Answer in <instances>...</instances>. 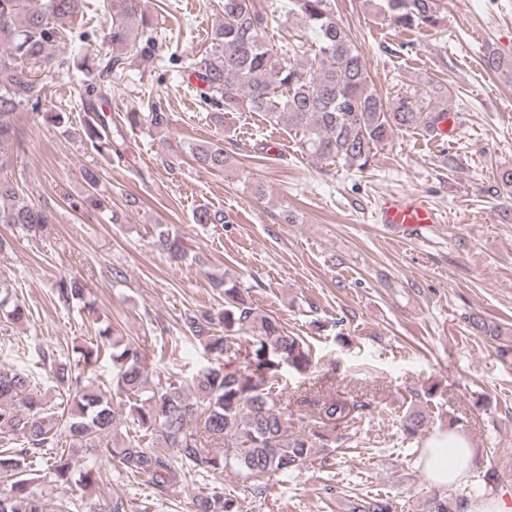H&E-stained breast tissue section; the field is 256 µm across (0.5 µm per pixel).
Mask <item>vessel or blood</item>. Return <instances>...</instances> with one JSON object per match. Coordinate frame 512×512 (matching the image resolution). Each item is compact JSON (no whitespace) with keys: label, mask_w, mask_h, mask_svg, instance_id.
<instances>
[{"label":"vessel or blood","mask_w":512,"mask_h":512,"mask_svg":"<svg viewBox=\"0 0 512 512\" xmlns=\"http://www.w3.org/2000/svg\"><path fill=\"white\" fill-rule=\"evenodd\" d=\"M378 221L403 239L424 238L440 217L427 199L414 194L388 195L381 199Z\"/></svg>","instance_id":"obj_1"}]
</instances>
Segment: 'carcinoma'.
<instances>
[{
    "label": "carcinoma",
    "instance_id": "carcinoma-1",
    "mask_svg": "<svg viewBox=\"0 0 512 512\" xmlns=\"http://www.w3.org/2000/svg\"><path fill=\"white\" fill-rule=\"evenodd\" d=\"M373 2L397 28H433L440 22L441 0ZM217 5L222 20L211 33V54L196 76L218 124L226 112H262L273 123L285 119L299 136L302 152L364 170L374 150L396 131L421 126L433 132L447 115L420 107L414 94L383 99L364 55L336 15L335 0H288V13L299 16L310 34L303 42L286 41L277 48L268 40L265 0H217ZM106 6L112 25L103 42L112 47V56L97 60V76L83 86L85 120L79 135L93 150L121 161L128 149L124 128L163 131L171 116L160 100L145 112L125 113L121 124L104 111L112 97L108 77L125 55L149 60L159 49L140 0H106ZM82 9L83 0H0V224L19 225L34 237L45 234L49 212L28 204L2 175L23 149L13 115L23 106L39 108L42 87L36 72L49 76L70 68V59L53 56L49 47L73 31L71 23ZM300 54L308 56L307 64L297 61ZM191 154L200 167L212 170L224 169L229 158L222 138L194 146ZM83 179L90 192L87 204L106 209L98 174L86 169ZM193 221L222 224L224 214L200 207ZM156 246L172 263L187 258L182 240L167 230L159 231ZM210 283L224 295V307L187 313L182 323L215 362L189 380L152 378L140 347L115 339L107 328L78 351L75 363L49 361L41 353L42 362H51L45 375L33 367L0 364V482L10 483L9 490L0 492V512H46L29 490L38 464L46 465L65 490L76 474L86 487L98 483L94 465L59 449L64 437L70 447L112 461L126 475L146 478L156 492L188 474L204 480L226 469L247 480L288 477L317 461L326 463L343 446L349 436L336 429L363 418L371 403L336 393L312 399L313 426L288 433V404L276 389V373L285 363L299 372L309 369L310 345L274 317L246 305L228 274L213 275ZM55 292L65 303L85 297L84 285L74 278L57 281ZM25 316V305L0 278V332ZM243 337L249 341L247 361L231 369L227 361L239 354ZM105 352L112 359V387L103 390L79 365ZM426 426L419 410L402 420L410 437ZM213 444L224 448L216 452ZM90 512H129V503L115 492L98 498ZM192 512H240V506L236 497L214 490L197 494ZM348 512H394V504L376 494L349 502Z\"/></svg>",
    "mask_w": 512,
    "mask_h": 512
}]
</instances>
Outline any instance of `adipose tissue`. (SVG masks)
<instances>
[{
  "label": "adipose tissue",
  "instance_id": "ef3b65f1",
  "mask_svg": "<svg viewBox=\"0 0 512 512\" xmlns=\"http://www.w3.org/2000/svg\"><path fill=\"white\" fill-rule=\"evenodd\" d=\"M424 468L432 482L453 487L473 462V448L463 433L452 430L434 433L424 450Z\"/></svg>",
  "mask_w": 512,
  "mask_h": 512
}]
</instances>
